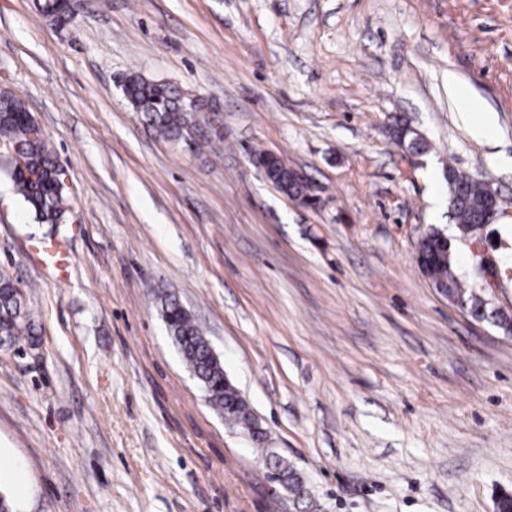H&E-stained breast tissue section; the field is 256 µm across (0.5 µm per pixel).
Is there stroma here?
<instances>
[{
  "instance_id": "stroma-1",
  "label": "stroma",
  "mask_w": 512,
  "mask_h": 512,
  "mask_svg": "<svg viewBox=\"0 0 512 512\" xmlns=\"http://www.w3.org/2000/svg\"><path fill=\"white\" fill-rule=\"evenodd\" d=\"M0 0V90L70 175L35 221L0 173V272L35 344L0 349V478L15 512H287L162 320L193 315L322 512H496L512 493V336L448 302L414 260L429 228L471 285L446 168L512 201V0ZM138 74L197 99L202 137L159 139ZM494 110L462 123L448 80ZM405 122L416 155L391 134ZM300 170L292 202L254 154ZM68 250V273L40 250ZM512 312V214L482 233Z\"/></svg>"
}]
</instances>
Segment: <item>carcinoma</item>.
Wrapping results in <instances>:
<instances>
[{
    "label": "carcinoma",
    "instance_id": "1",
    "mask_svg": "<svg viewBox=\"0 0 512 512\" xmlns=\"http://www.w3.org/2000/svg\"><path fill=\"white\" fill-rule=\"evenodd\" d=\"M43 14L59 26L69 25L60 0H44ZM123 93L132 109L159 136L184 139L194 128L192 112L197 110L175 85L148 80L141 75L121 79ZM32 116L25 103L7 93H0V140L14 145V151L0 156V171L13 180L18 193L41 224L65 221L66 170L59 166L46 139L31 135ZM452 187L450 209L462 233L481 226L491 203V189L454 168L445 171ZM415 260L419 268L439 292L463 299L477 318L485 316L482 303L474 297V289L466 288L453 269V256L448 240L438 231L426 232L419 240ZM161 315L182 359L209 395V403L224 413L225 420L240 428L249 423L250 408L242 395L224 390V367L213 359L210 342L192 316L172 295L161 303ZM27 312L23 293L5 274L0 275V346L17 345L21 339L34 343L31 325L25 324Z\"/></svg>",
    "mask_w": 512,
    "mask_h": 512
}]
</instances>
